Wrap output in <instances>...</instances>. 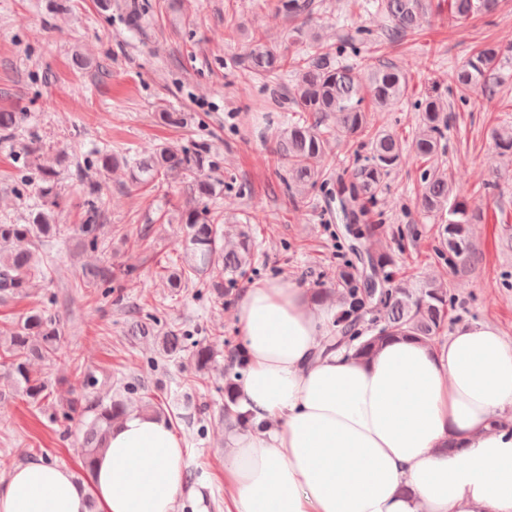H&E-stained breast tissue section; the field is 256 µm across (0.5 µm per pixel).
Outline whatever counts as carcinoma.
<instances>
[{"label": "carcinoma", "instance_id": "carcinoma-1", "mask_svg": "<svg viewBox=\"0 0 512 512\" xmlns=\"http://www.w3.org/2000/svg\"><path fill=\"white\" fill-rule=\"evenodd\" d=\"M497 0H448V18L463 23L476 15H490ZM280 7L294 26L288 29L291 52L269 47L263 37L250 38L245 53L234 62L252 79L268 84L293 76L289 91L292 111L297 119L273 132L276 160L287 164L286 187L302 192L324 183L330 176L327 159L329 141L339 130L352 138H364L366 154L357 163L349 181L338 191L346 223L355 225L356 239L379 235L381 225L371 222L378 195L386 178L401 161L405 142L393 131L379 129L368 133L367 106L389 110L401 103L409 91L407 75L393 63L367 69L359 79L352 68L338 61L346 51L358 52L357 44L369 34L358 29L332 47L319 42L308 28L315 14V0H280ZM433 0H377V8L389 19L388 38L412 30L422 14L432 10ZM504 49L489 44L468 58L456 71V90L461 93L484 91L496 72ZM418 133L412 140L415 157L426 163L419 175L418 206L427 214L440 218L441 255L464 262L470 257L469 229L472 212L466 196L456 190L448 175L434 165L443 151L442 140L448 128L446 105L431 97L417 104ZM27 118L25 112H0V131L18 127ZM24 166L38 175L39 204L31 209L24 224H0V302L25 297L49 279L51 264L45 261L41 247L60 234L56 224L60 206L58 190L61 171L44 164L43 147L31 142L22 147ZM124 169L129 185L137 190L156 180L183 184L185 204L179 213L182 224L180 263L167 271L165 282L175 290L207 288L218 300L224 298V282L209 280L207 271L217 262L224 264V274L233 277L254 265L256 254L246 236L226 246L224 212L210 207L222 191L224 181L213 176L217 163L208 146L196 144L173 146L160 144L145 157L132 159L110 150L97 152L92 174L86 178L87 199L84 220L73 228L76 246L96 249L104 213L97 197L106 175ZM368 262L381 287L372 291L355 279L348 268L336 275V293L346 306L337 336L325 344L329 352L345 345L360 359L370 358L384 343L412 338L434 342L448 320V289L443 283L420 288L394 279L387 268L393 260L386 252L368 255ZM132 267L110 265L89 268L82 273V288H100L133 276ZM377 331L359 329L366 316ZM63 324L58 315L35 305L29 308L6 336H0V367L7 372L11 386L22 393L27 404L42 410L49 405L51 390L43 378L34 375L36 361L50 360L64 354L61 339ZM162 351L168 358H187L201 373L214 361L213 343L190 341V334L174 327L161 338ZM93 381L82 376L80 391L63 409L62 419L81 423L80 450L83 468L91 472L104 450L112 425L129 412L128 400L122 396L101 397L91 391Z\"/></svg>", "mask_w": 512, "mask_h": 512}]
</instances>
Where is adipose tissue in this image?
<instances>
[{"mask_svg": "<svg viewBox=\"0 0 512 512\" xmlns=\"http://www.w3.org/2000/svg\"><path fill=\"white\" fill-rule=\"evenodd\" d=\"M247 370L230 436L226 512H512V343L483 323L441 344L325 351L333 313L285 282H257L237 311ZM184 448L139 412L113 426L88 483L42 460L0 479V512H175Z\"/></svg>", "mask_w": 512, "mask_h": 512, "instance_id": "1", "label": "adipose tissue"}]
</instances>
